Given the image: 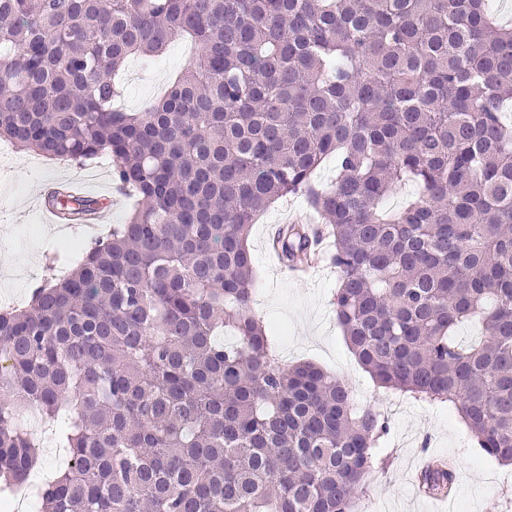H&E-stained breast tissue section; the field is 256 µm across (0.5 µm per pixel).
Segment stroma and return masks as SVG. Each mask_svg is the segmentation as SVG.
Instances as JSON below:
<instances>
[{
    "label": "stroma",
    "instance_id": "1",
    "mask_svg": "<svg viewBox=\"0 0 512 512\" xmlns=\"http://www.w3.org/2000/svg\"><path fill=\"white\" fill-rule=\"evenodd\" d=\"M191 53L188 43L176 40L151 65L130 59L119 106L135 112L163 96ZM91 177L99 180L95 195L107 194L111 157L102 155L85 165L70 166L31 152L0 153V308L25 302L50 257L64 254L69 239L89 236L86 228L46 222L38 199L57 181L83 182ZM300 209L299 201L284 199L250 228L248 245L259 278L254 308L268 323L282 363L320 365L349 382L358 406L377 407L388 418L385 465L372 475L361 512H512V468L471 448L467 428L453 405L417 401L380 388L358 364L333 313L334 269L320 266L307 281L280 272V260L270 252L267 238ZM24 424L38 451L40 473L49 479L65 469L66 450L44 441L51 424L35 413L26 414ZM431 456L452 459L456 465L457 488L450 497H429L415 487L417 471Z\"/></svg>",
    "mask_w": 512,
    "mask_h": 512
}]
</instances>
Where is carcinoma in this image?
<instances>
[{
    "label": "carcinoma",
    "instance_id": "1",
    "mask_svg": "<svg viewBox=\"0 0 512 512\" xmlns=\"http://www.w3.org/2000/svg\"><path fill=\"white\" fill-rule=\"evenodd\" d=\"M175 38L195 54L166 96L116 109L125 62ZM510 103L512 27L489 0H0V141L68 165L108 154L137 198L0 313V483L31 479L32 409L69 453L45 512H358L387 417L317 364H281L252 307L249 230L289 195L325 224L359 364L453 404L512 464ZM405 182L417 194L387 207ZM277 245L289 266L315 255L299 224ZM455 481L435 459L420 484Z\"/></svg>",
    "mask_w": 512,
    "mask_h": 512
}]
</instances>
